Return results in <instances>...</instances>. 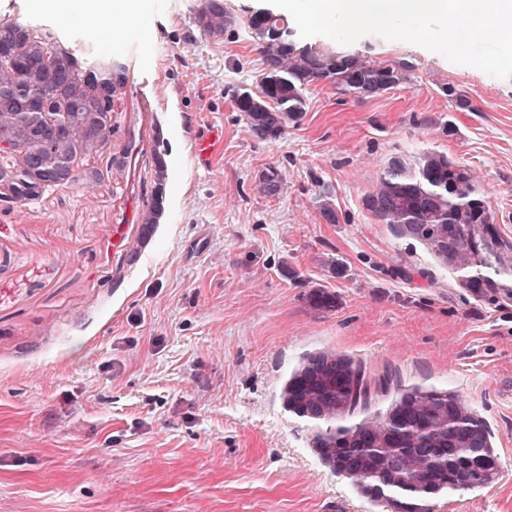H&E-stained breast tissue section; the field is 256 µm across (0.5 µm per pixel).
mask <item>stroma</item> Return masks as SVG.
<instances>
[{"instance_id":"1","label":"stroma","mask_w":512,"mask_h":512,"mask_svg":"<svg viewBox=\"0 0 512 512\" xmlns=\"http://www.w3.org/2000/svg\"><path fill=\"white\" fill-rule=\"evenodd\" d=\"M198 2L137 0L107 31L77 7L0 0L129 65L96 160L123 158L120 176L0 214V512H385L284 407L288 376L322 350L461 395L500 471L432 512H512V301L474 297L362 206L390 158L437 151L468 169L512 240V78L366 35L354 49L413 57L411 81L366 101L319 85L300 125L261 142L233 107L259 81L258 50L243 32L188 41ZM448 82L475 111L454 108ZM160 148L165 210L141 247ZM271 167L283 190L267 198L255 184ZM326 200L337 223L320 216Z\"/></svg>"}]
</instances>
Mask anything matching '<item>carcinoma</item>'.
Returning <instances> with one entry per match:
<instances>
[{
  "instance_id": "obj_1",
  "label": "carcinoma",
  "mask_w": 512,
  "mask_h": 512,
  "mask_svg": "<svg viewBox=\"0 0 512 512\" xmlns=\"http://www.w3.org/2000/svg\"><path fill=\"white\" fill-rule=\"evenodd\" d=\"M194 20L207 38L219 40L242 27L259 46L256 89L244 90L246 97L234 104L251 135L263 142L281 138L303 118L312 87L328 84L359 101L410 82L415 70L408 58L379 61L345 45L302 39L284 15L269 10L241 18L224 0H202ZM127 84L128 65L120 57H94L51 27L0 14V142L25 152V168L4 199V212L74 181L78 157L89 183L122 170L115 158L104 170L88 162L105 149L112 105L126 95ZM442 91L456 110H475L452 84ZM153 172L154 192L139 216L142 245L165 209L168 167L159 152ZM281 188L274 168L258 178L257 190L265 196ZM363 206L378 223L425 246L474 296L512 300V240L501 236L487 200L448 156L426 152L414 165L392 158ZM391 384V374L373 376L365 364L324 350L292 372L282 398L288 412L317 424L316 455L351 480L361 497L391 512H430V502L442 493L495 482L499 460L490 429L460 395L399 389L389 412L366 414L373 396ZM358 410L365 416L348 423Z\"/></svg>"
}]
</instances>
